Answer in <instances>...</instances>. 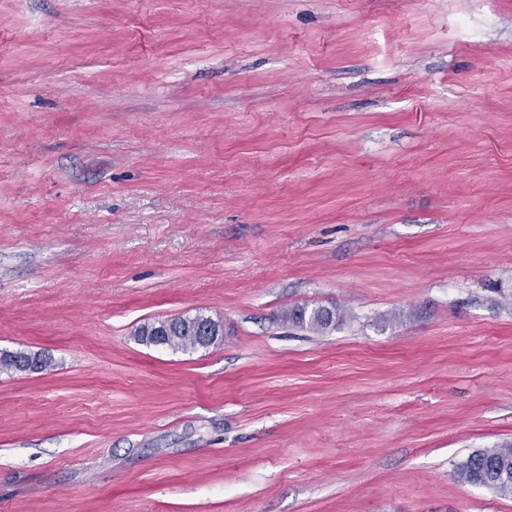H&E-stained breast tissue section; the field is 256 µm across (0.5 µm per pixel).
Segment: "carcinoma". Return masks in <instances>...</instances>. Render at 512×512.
Returning <instances> with one entry per match:
<instances>
[{"mask_svg":"<svg viewBox=\"0 0 512 512\" xmlns=\"http://www.w3.org/2000/svg\"><path fill=\"white\" fill-rule=\"evenodd\" d=\"M283 321L300 328L323 332L336 327L343 320L336 308L294 305L282 314ZM220 343L224 336V322L210 316H178L153 323H145L135 331L138 341L162 345L174 350L196 349L197 337L203 333ZM51 359L41 354L17 352L0 357V372L39 373L49 367ZM462 481L489 488L500 495H512V445L487 448L471 453L457 468Z\"/></svg>","mask_w":512,"mask_h":512,"instance_id":"obj_1","label":"carcinoma"}]
</instances>
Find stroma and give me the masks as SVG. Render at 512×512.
<instances>
[{"mask_svg": "<svg viewBox=\"0 0 512 512\" xmlns=\"http://www.w3.org/2000/svg\"><path fill=\"white\" fill-rule=\"evenodd\" d=\"M1 349L0 512H512V0H0ZM282 319L296 327L323 332L335 328L343 320V315L336 307L309 308L307 305H294L283 312ZM209 336H203V333ZM138 341L145 344L162 345L174 350H195L197 336H200L198 348L207 349L223 341L224 322L209 316H178L153 323H145L135 331ZM213 336V338H212ZM51 359L41 354L17 352L0 357V372L39 373L49 367ZM462 481L512 495V445L471 453L457 468Z\"/></svg>", "mask_w": 512, "mask_h": 512, "instance_id": "1", "label": "stroma"}]
</instances>
